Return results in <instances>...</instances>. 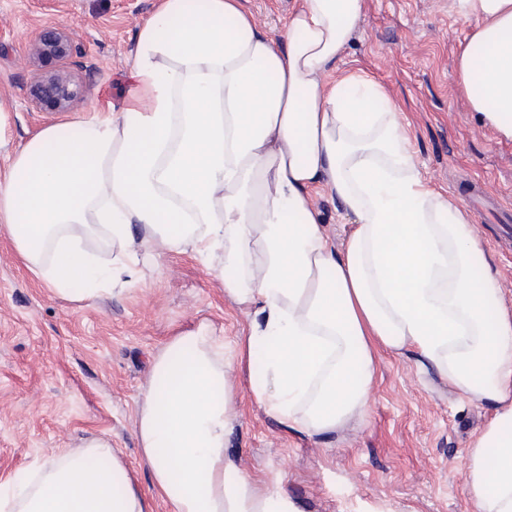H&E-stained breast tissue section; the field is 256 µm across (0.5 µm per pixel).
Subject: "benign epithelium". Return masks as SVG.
Returning a JSON list of instances; mask_svg holds the SVG:
<instances>
[{
    "mask_svg": "<svg viewBox=\"0 0 512 512\" xmlns=\"http://www.w3.org/2000/svg\"><path fill=\"white\" fill-rule=\"evenodd\" d=\"M25 57L32 71V105L51 112L71 111L86 92L77 75L90 69L82 61L73 25L60 22L36 29L26 43Z\"/></svg>",
    "mask_w": 512,
    "mask_h": 512,
    "instance_id": "7a95c632",
    "label": "benign epithelium"
}]
</instances>
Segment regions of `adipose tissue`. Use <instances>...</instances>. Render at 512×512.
I'll return each mask as SVG.
<instances>
[{
	"mask_svg": "<svg viewBox=\"0 0 512 512\" xmlns=\"http://www.w3.org/2000/svg\"><path fill=\"white\" fill-rule=\"evenodd\" d=\"M472 27L454 79L512 137V0H451ZM361 0H299L279 36L248 0H161L141 25L131 87L106 116L38 132L0 168V230L64 297L140 277L144 251L188 253L253 311L233 346L202 324L154 359L136 414L141 459L170 512H294L279 480L246 474L225 442L233 365L258 405L321 435L362 418L373 346L416 352L461 396L495 406L467 450L470 512H512V311L473 275L469 211L414 161L392 100L328 74ZM324 188L351 225L320 223ZM102 235L104 266L83 247ZM105 459L107 472L86 469ZM0 512H153L110 442L53 454L0 492Z\"/></svg>",
	"mask_w": 512,
	"mask_h": 512,
	"instance_id": "1",
	"label": "adipose tissue"
}]
</instances>
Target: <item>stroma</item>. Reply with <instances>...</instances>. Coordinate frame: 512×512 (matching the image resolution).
I'll use <instances>...</instances> for the list:
<instances>
[{
  "instance_id": "stroma-1",
  "label": "stroma",
  "mask_w": 512,
  "mask_h": 512,
  "mask_svg": "<svg viewBox=\"0 0 512 512\" xmlns=\"http://www.w3.org/2000/svg\"><path fill=\"white\" fill-rule=\"evenodd\" d=\"M159 2L0 0V166L40 129L123 100L137 31ZM362 4L337 75L361 73L386 91L435 189L457 198L466 179L512 211V139L481 122L453 81L467 22L449 15L448 0ZM62 21L93 67L90 89L73 112H39L28 99L25 44L34 28ZM472 231L512 309V223L476 210ZM142 270L143 280L98 299L63 297L0 235V486L56 449L102 437L150 492L134 420L155 356L202 323L234 341L253 315L190 255L152 254ZM236 378L227 449L246 473L280 475L295 512H469L467 450L494 408L453 393L418 355L376 347L365 417L324 435L286 429L256 405L247 369Z\"/></svg>"
}]
</instances>
